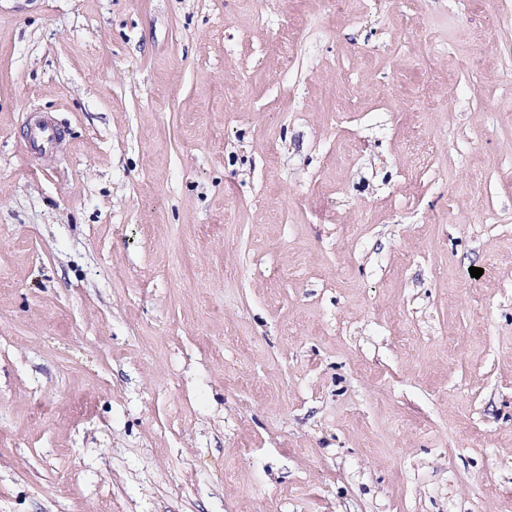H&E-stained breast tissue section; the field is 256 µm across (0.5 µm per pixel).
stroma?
Wrapping results in <instances>:
<instances>
[{
	"label": "stroma",
	"instance_id": "stroma-1",
	"mask_svg": "<svg viewBox=\"0 0 512 512\" xmlns=\"http://www.w3.org/2000/svg\"><path fill=\"white\" fill-rule=\"evenodd\" d=\"M0 512H512V0H0Z\"/></svg>",
	"mask_w": 512,
	"mask_h": 512
}]
</instances>
